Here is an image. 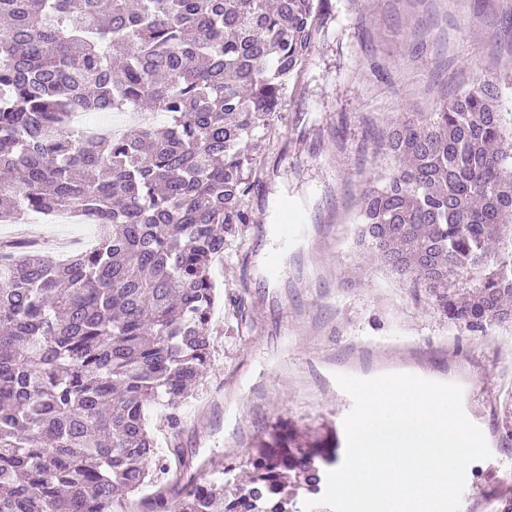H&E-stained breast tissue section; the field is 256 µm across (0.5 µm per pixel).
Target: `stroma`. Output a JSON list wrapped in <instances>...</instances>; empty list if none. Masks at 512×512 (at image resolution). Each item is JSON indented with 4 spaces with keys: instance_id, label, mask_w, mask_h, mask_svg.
<instances>
[{
    "instance_id": "35a3bbf8",
    "label": "stroma",
    "mask_w": 512,
    "mask_h": 512,
    "mask_svg": "<svg viewBox=\"0 0 512 512\" xmlns=\"http://www.w3.org/2000/svg\"><path fill=\"white\" fill-rule=\"evenodd\" d=\"M302 89L284 112L312 113L279 121L266 140L270 196L286 195L305 213L304 236L280 265L274 289L259 287L251 237L232 242L216 274L222 293L248 289L252 330L234 334L223 306L210 328L209 367L171 429L151 415L158 448L234 460L261 427L319 418L342 425L352 408L336 381L409 373L454 383L491 458L471 463L460 512H495L512 489V442L502 429L504 380L512 363L486 333L448 323L409 284L376 269L354 241L363 189L381 172L378 133L388 118L436 111L458 90L483 80L505 85L512 113V0H330ZM47 260L64 255L62 238L91 240L92 224L34 223Z\"/></svg>"
}]
</instances>
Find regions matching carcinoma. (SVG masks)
<instances>
[{
	"label": "carcinoma",
	"mask_w": 512,
	"mask_h": 512,
	"mask_svg": "<svg viewBox=\"0 0 512 512\" xmlns=\"http://www.w3.org/2000/svg\"><path fill=\"white\" fill-rule=\"evenodd\" d=\"M329 0H0V223L93 220L63 261L0 251V512H301L336 438L288 425L231 462L159 455L210 361L214 264L251 223L264 141ZM482 82L379 138L357 241L448 322L512 325V118ZM151 104L163 135L94 136L76 112ZM244 288L225 298L242 327Z\"/></svg>",
	"instance_id": "cac0c4a2"
}]
</instances>
